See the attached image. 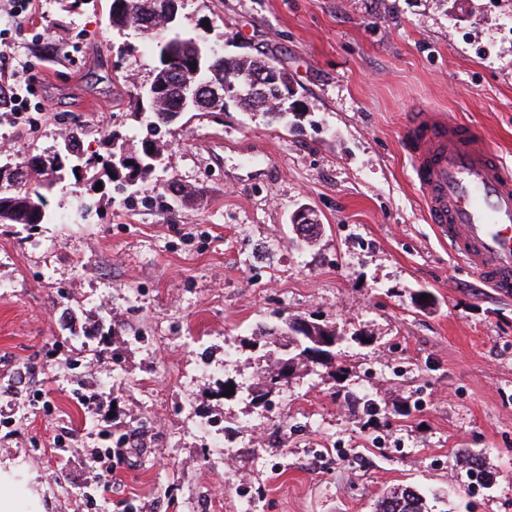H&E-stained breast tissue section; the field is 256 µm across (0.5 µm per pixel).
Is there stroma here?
Instances as JSON below:
<instances>
[{
    "instance_id": "obj_1",
    "label": "stroma",
    "mask_w": 512,
    "mask_h": 512,
    "mask_svg": "<svg viewBox=\"0 0 512 512\" xmlns=\"http://www.w3.org/2000/svg\"><path fill=\"white\" fill-rule=\"evenodd\" d=\"M108 8L41 0L11 30L0 50L25 57L49 109L0 114V161L56 152L75 128L104 159L144 136L129 101L156 43ZM180 30L266 54L296 110L183 113L138 186L99 167L47 192L51 223L0 224V464L23 476L16 512L37 495L44 512H242L243 491L252 512H374L402 485L445 512H512V298L428 224L403 146L411 113L433 110L512 164V0H182ZM172 182L205 194L182 207ZM301 207L321 231L298 248ZM289 317L343 342L335 365L270 387ZM204 418L236 443L227 462ZM111 445L109 488L92 492Z\"/></svg>"
}]
</instances>
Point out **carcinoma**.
Listing matches in <instances>:
<instances>
[{
	"mask_svg": "<svg viewBox=\"0 0 512 512\" xmlns=\"http://www.w3.org/2000/svg\"><path fill=\"white\" fill-rule=\"evenodd\" d=\"M160 0H112L109 10V19L112 26L126 27L129 22L143 30L158 25V5ZM166 51L174 53L181 62L174 63L167 68L154 67L153 82L161 88L163 107L150 112L143 110L139 104H133L136 112L146 117L147 134L141 139L140 146L133 151L139 163L133 166L119 164L123 153H112L110 161L111 172L115 175L113 181L134 186L142 182L157 167L154 157L162 155V146L156 136L161 130L171 126V119L177 116L175 110L179 107L182 82L192 80L194 68L192 62L200 59L205 76L213 83L215 92L211 93L208 104L224 105L225 98L229 97L224 86L225 83L241 84L245 79L262 76V73L275 68L267 58L261 56L233 57L224 54L213 55L202 49L193 39L185 38L181 33H173L169 41L158 47V53ZM288 74H280L279 86L269 85L262 92H244L238 104L249 111L262 110L275 118L282 116V112L275 110L281 103L278 88L287 87ZM85 151L81 148L80 135L73 132L64 139L63 155L66 157V166L52 171H37L34 162L39 157L31 153L14 161L18 170L17 177L4 184H0V224H23L27 226L46 224L50 214L40 189L48 187L65 178L66 173L76 174L82 169L92 167L98 159L84 157ZM375 512H431L428 503L420 497L413 499L406 496L405 489H395L375 505Z\"/></svg>",
	"mask_w": 512,
	"mask_h": 512,
	"instance_id": "1",
	"label": "carcinoma"
}]
</instances>
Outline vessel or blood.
I'll use <instances>...</instances> for the list:
<instances>
[{
  "label": "vessel or blood",
  "instance_id": "vessel-or-blood-1",
  "mask_svg": "<svg viewBox=\"0 0 512 512\" xmlns=\"http://www.w3.org/2000/svg\"><path fill=\"white\" fill-rule=\"evenodd\" d=\"M427 219L499 296H512V165L486 141L432 112L405 132Z\"/></svg>",
  "mask_w": 512,
  "mask_h": 512
}]
</instances>
